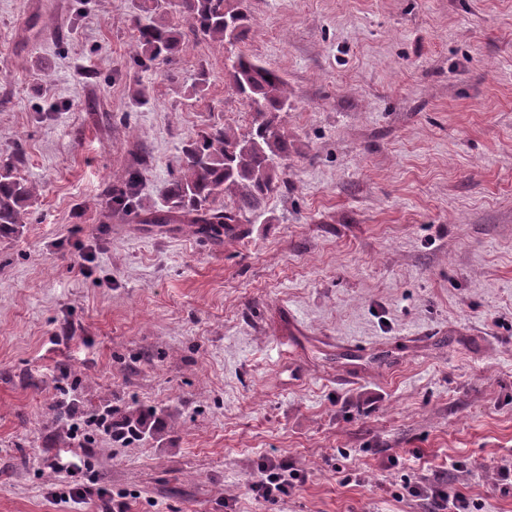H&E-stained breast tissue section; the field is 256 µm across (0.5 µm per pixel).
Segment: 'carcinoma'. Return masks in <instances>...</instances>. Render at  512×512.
<instances>
[{
    "label": "carcinoma",
    "mask_w": 512,
    "mask_h": 512,
    "mask_svg": "<svg viewBox=\"0 0 512 512\" xmlns=\"http://www.w3.org/2000/svg\"><path fill=\"white\" fill-rule=\"evenodd\" d=\"M147 24L136 21L140 65L171 63L180 34L153 20L178 12L195 35L220 44L239 41L250 22L244 0H136ZM230 87L251 103L249 130L238 133L213 125L188 141L176 156L177 175L168 191L169 210L188 217L195 234L222 237L241 219L261 211L279 189V171L288 165V139L280 114L288 109V84L278 70L249 55L237 54L226 69ZM39 195L37 184L18 175L13 163H0V234L26 223ZM229 198L232 206L216 202Z\"/></svg>",
    "instance_id": "cac0c4a2"
}]
</instances>
